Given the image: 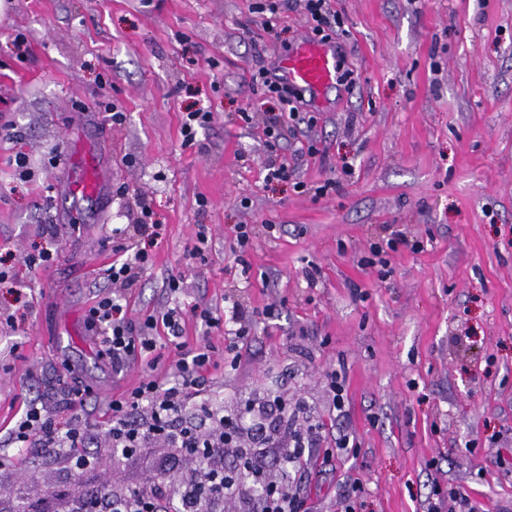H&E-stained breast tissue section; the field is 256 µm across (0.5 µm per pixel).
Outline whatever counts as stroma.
I'll return each mask as SVG.
<instances>
[{
	"mask_svg": "<svg viewBox=\"0 0 512 512\" xmlns=\"http://www.w3.org/2000/svg\"><path fill=\"white\" fill-rule=\"evenodd\" d=\"M263 2L0 0V126L18 132L0 139V260L17 287L0 289V441L26 402L64 424L71 390L85 389L100 460L79 471L28 449L0 471V501L58 488L86 498L115 478L141 485L161 462L175 476L195 465L159 444L111 461L110 402L150 370L144 359L113 369L85 318L113 289L121 228L125 249L153 257L128 300L132 322L164 310L172 273L185 306L230 299L250 312L236 368L224 365L223 327L189 317L182 340L211 346L205 397L225 414L278 396L320 421L322 445L290 485L305 512L349 501L426 512L453 489L478 512H512V0H333L353 83L282 125L288 183L266 177L264 128L283 106L254 75L310 30L304 0H283L267 32ZM110 102L123 125L108 121ZM196 109L216 120L186 148L181 119ZM86 138L103 191L76 206L50 188L77 178ZM307 143L315 154H300ZM136 194L157 237L134 226ZM240 224L260 229L245 248ZM202 225L204 256L186 259ZM395 231L405 240L391 248ZM45 248L55 262L33 267ZM329 370L345 389L340 413ZM345 434L356 452L327 456Z\"/></svg>",
	"mask_w": 512,
	"mask_h": 512,
	"instance_id": "1",
	"label": "stroma"
}]
</instances>
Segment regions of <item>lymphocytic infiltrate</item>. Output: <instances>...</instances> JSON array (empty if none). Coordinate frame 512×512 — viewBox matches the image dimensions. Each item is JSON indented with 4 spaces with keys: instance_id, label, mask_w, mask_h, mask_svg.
I'll return each mask as SVG.
<instances>
[{
    "instance_id": "lymphocytic-infiltrate-1",
    "label": "lymphocytic infiltrate",
    "mask_w": 512,
    "mask_h": 512,
    "mask_svg": "<svg viewBox=\"0 0 512 512\" xmlns=\"http://www.w3.org/2000/svg\"><path fill=\"white\" fill-rule=\"evenodd\" d=\"M86 320L90 327L101 329L104 353L111 359L113 368L120 369L136 357L155 351L158 327L180 334L184 311L176 305L162 316H146L136 326L127 317L123 295L108 293L88 309ZM210 361L208 346L187 349L185 359L178 364L176 378L168 380L150 374L136 387L114 398L108 439L113 448L124 452L156 440L164 447L199 456L200 467L178 480V490L205 482L216 486L218 492L203 502L204 512H223L228 497L237 499L241 512H251L256 505L248 488L237 482L225 483L222 478L224 431L231 427L233 420L225 416L222 408L202 401L207 385L204 372ZM188 413L202 416L204 427L182 425L181 420ZM89 427L88 420L79 416L71 418L67 426H59L44 406L29 401L10 430V449L0 452V469L12 465L18 455L37 443L65 454L72 453L83 447ZM160 490L161 484L155 480L135 489L115 485L107 506L110 512H166L167 499Z\"/></svg>"
}]
</instances>
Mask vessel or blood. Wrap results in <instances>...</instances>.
Here are the masks:
<instances>
[{
  "label": "vessel or blood",
  "instance_id": "1",
  "mask_svg": "<svg viewBox=\"0 0 512 512\" xmlns=\"http://www.w3.org/2000/svg\"><path fill=\"white\" fill-rule=\"evenodd\" d=\"M339 59L333 44L311 39L301 40L281 57L277 76L279 80L306 94L314 104H322L327 91L337 80ZM103 174L92 158H85L83 176L69 183L62 192L79 198L97 196L102 188Z\"/></svg>",
  "mask_w": 512,
  "mask_h": 512
}]
</instances>
